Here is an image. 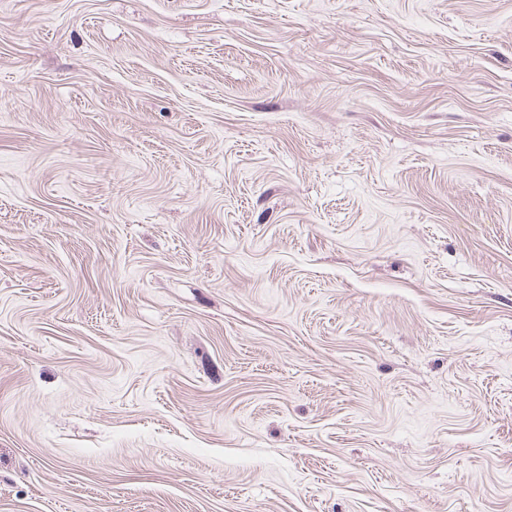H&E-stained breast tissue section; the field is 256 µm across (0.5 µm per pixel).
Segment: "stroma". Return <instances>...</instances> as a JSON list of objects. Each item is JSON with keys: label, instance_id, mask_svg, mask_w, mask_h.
<instances>
[{"label": "stroma", "instance_id": "obj_1", "mask_svg": "<svg viewBox=\"0 0 512 512\" xmlns=\"http://www.w3.org/2000/svg\"><path fill=\"white\" fill-rule=\"evenodd\" d=\"M0 512H512V0H0Z\"/></svg>", "mask_w": 512, "mask_h": 512}]
</instances>
